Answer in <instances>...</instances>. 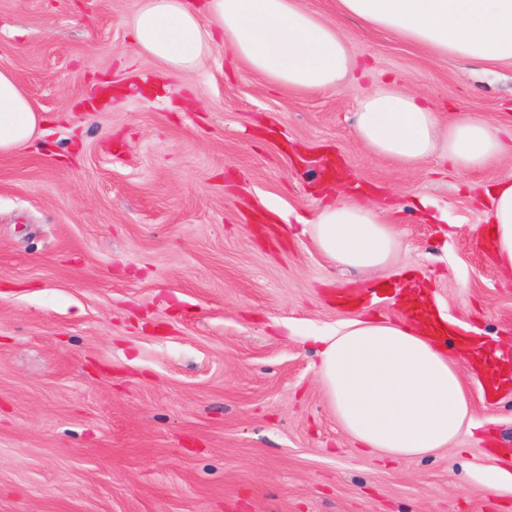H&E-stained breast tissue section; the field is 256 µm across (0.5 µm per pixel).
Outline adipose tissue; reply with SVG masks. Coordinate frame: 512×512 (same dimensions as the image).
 <instances>
[{
    "label": "adipose tissue",
    "mask_w": 512,
    "mask_h": 512,
    "mask_svg": "<svg viewBox=\"0 0 512 512\" xmlns=\"http://www.w3.org/2000/svg\"><path fill=\"white\" fill-rule=\"evenodd\" d=\"M338 13L439 55L512 61V0H336ZM137 53L167 74L196 70L217 42L270 84L300 92L335 89L355 66L335 24L301 0H139L130 18ZM43 122L8 64H0V153L33 144ZM354 133L372 154L410 168L432 157L461 172L512 153L494 123L469 114L441 123L417 95L373 90L354 115ZM494 263L512 280V175L484 188ZM332 264L366 274L400 250L384 208L339 198L303 220ZM427 316L355 319L321 336L319 382L353 446L386 458L423 457L478 428L457 359L431 336Z\"/></svg>",
    "instance_id": "1"
}]
</instances>
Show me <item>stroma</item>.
<instances>
[{
  "label": "stroma",
  "mask_w": 512,
  "mask_h": 512,
  "mask_svg": "<svg viewBox=\"0 0 512 512\" xmlns=\"http://www.w3.org/2000/svg\"><path fill=\"white\" fill-rule=\"evenodd\" d=\"M356 67L336 89L271 88L225 46L163 76L134 51L137 0H0V61L44 122L0 154V512H512L483 468L512 459V390L484 433L424 457L353 448L311 336L406 311L395 275L336 267L283 216L356 188L402 205L405 274L445 315L512 343L480 186L404 169L356 139L375 86L512 127V63L438 56L302 0ZM427 198L448 212L421 221Z\"/></svg>",
  "instance_id": "stroma-1"
}]
</instances>
